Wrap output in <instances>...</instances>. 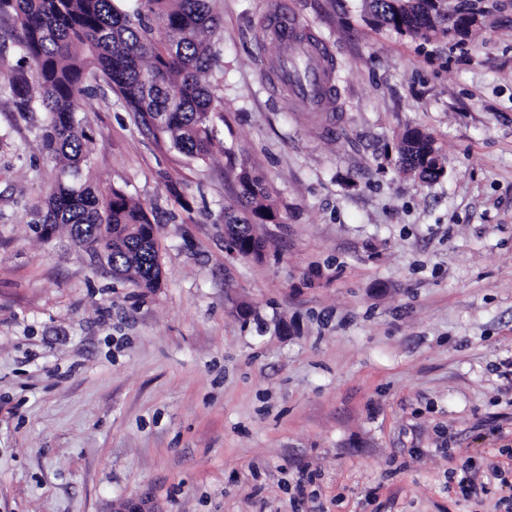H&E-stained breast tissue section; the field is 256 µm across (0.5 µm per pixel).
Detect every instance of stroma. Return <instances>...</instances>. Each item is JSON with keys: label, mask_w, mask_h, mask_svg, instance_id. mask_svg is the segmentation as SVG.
I'll use <instances>...</instances> for the list:
<instances>
[{"label": "stroma", "mask_w": 512, "mask_h": 512, "mask_svg": "<svg viewBox=\"0 0 512 512\" xmlns=\"http://www.w3.org/2000/svg\"><path fill=\"white\" fill-rule=\"evenodd\" d=\"M334 109L268 89L274 0H211L215 144L171 149L89 75L90 171L139 201L162 279L40 230L42 112L0 93V512H507L512 505V0L463 41L287 0ZM432 134L445 174L398 160ZM274 220L230 254L242 166ZM506 484L465 495L469 467ZM400 143L405 144L403 150H398L399 162L404 170H414L419 167L415 175L424 181H434L439 173L444 172V162L441 156H431L427 166L422 158L433 155L434 140L432 136L421 129H412L403 133Z\"/></svg>", "instance_id": "stroma-1"}]
</instances>
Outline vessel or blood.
<instances>
[{
    "mask_svg": "<svg viewBox=\"0 0 512 512\" xmlns=\"http://www.w3.org/2000/svg\"><path fill=\"white\" fill-rule=\"evenodd\" d=\"M265 32L281 48V56L275 64L278 89L288 92L304 108L316 107L318 98L325 94L329 76L320 50L306 40L307 26L290 14L282 2L268 16ZM298 56L307 60L306 71L299 77L294 76L290 68L291 60Z\"/></svg>",
    "mask_w": 512,
    "mask_h": 512,
    "instance_id": "obj_1",
    "label": "vessel or blood"
}]
</instances>
